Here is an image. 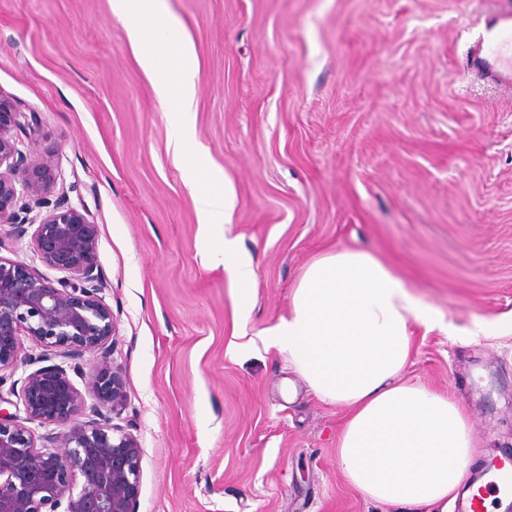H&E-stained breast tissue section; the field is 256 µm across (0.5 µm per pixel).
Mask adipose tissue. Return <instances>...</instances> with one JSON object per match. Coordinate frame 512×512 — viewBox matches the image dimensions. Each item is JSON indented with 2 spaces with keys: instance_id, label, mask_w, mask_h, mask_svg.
Returning a JSON list of instances; mask_svg holds the SVG:
<instances>
[{
  "instance_id": "adipose-tissue-1",
  "label": "adipose tissue",
  "mask_w": 512,
  "mask_h": 512,
  "mask_svg": "<svg viewBox=\"0 0 512 512\" xmlns=\"http://www.w3.org/2000/svg\"><path fill=\"white\" fill-rule=\"evenodd\" d=\"M457 329L375 255L343 248L312 261L288 312L259 334L324 402L346 408L336 465L348 485L384 505L448 512L474 439L454 399L403 381L416 333Z\"/></svg>"
}]
</instances>
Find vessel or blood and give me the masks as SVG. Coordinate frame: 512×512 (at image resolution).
Masks as SVG:
<instances>
[{"mask_svg": "<svg viewBox=\"0 0 512 512\" xmlns=\"http://www.w3.org/2000/svg\"><path fill=\"white\" fill-rule=\"evenodd\" d=\"M466 69L477 79L512 94V5L487 14L470 46Z\"/></svg>", "mask_w": 512, "mask_h": 512, "instance_id": "vessel-or-blood-1", "label": "vessel or blood"}]
</instances>
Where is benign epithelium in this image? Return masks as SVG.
Segmentation results:
<instances>
[{
  "label": "benign epithelium",
  "mask_w": 512,
  "mask_h": 512,
  "mask_svg": "<svg viewBox=\"0 0 512 512\" xmlns=\"http://www.w3.org/2000/svg\"><path fill=\"white\" fill-rule=\"evenodd\" d=\"M33 122L0 99V224L30 236L37 258L62 277L0 257V387L41 364L12 381L16 400L0 395L23 406L21 415L0 411V512H137L140 445L114 422L127 405L120 370H84L85 356L111 355L116 336L98 225L67 201L54 152L21 141ZM24 337L39 351L26 350Z\"/></svg>",
  "instance_id": "1"
}]
</instances>
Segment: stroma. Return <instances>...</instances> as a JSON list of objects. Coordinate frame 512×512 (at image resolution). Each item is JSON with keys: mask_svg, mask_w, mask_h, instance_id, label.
I'll list each match as a JSON object with an SVG mask.
<instances>
[{"mask_svg": "<svg viewBox=\"0 0 512 512\" xmlns=\"http://www.w3.org/2000/svg\"><path fill=\"white\" fill-rule=\"evenodd\" d=\"M498 2L168 0L197 54L195 140L235 192L223 230L258 273L248 334L315 258L376 255L460 332L416 336L404 378L466 409L473 477L512 453V332L467 333L512 321V99L461 70ZM0 98L36 114L99 227L138 512H408L338 473L343 408L284 355L233 351L232 286L110 0H0Z\"/></svg>", "mask_w": 512, "mask_h": 512, "instance_id": "1", "label": "stroma"}]
</instances>
